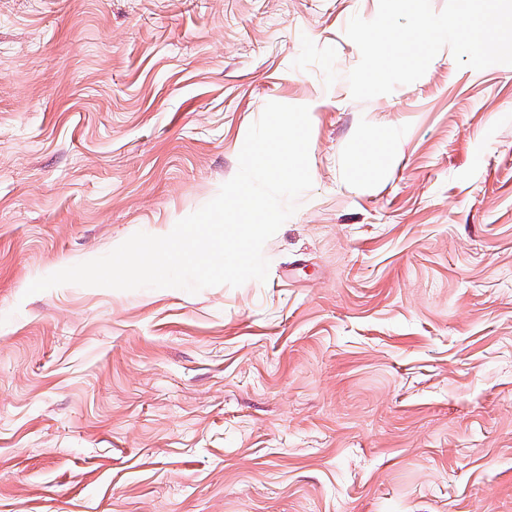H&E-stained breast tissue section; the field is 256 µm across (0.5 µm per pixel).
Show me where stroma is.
I'll list each match as a JSON object with an SVG mask.
<instances>
[{
    "instance_id": "35a3bbf8",
    "label": "stroma",
    "mask_w": 512,
    "mask_h": 512,
    "mask_svg": "<svg viewBox=\"0 0 512 512\" xmlns=\"http://www.w3.org/2000/svg\"><path fill=\"white\" fill-rule=\"evenodd\" d=\"M379 0H0V512H512V65L366 102ZM305 105L266 282L29 285L168 234Z\"/></svg>"
}]
</instances>
